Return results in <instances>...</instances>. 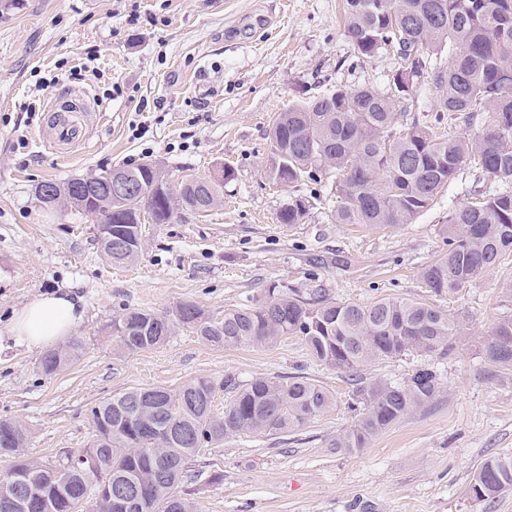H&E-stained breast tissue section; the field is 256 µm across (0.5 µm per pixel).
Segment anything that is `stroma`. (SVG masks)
<instances>
[{"label":"stroma","mask_w":512,"mask_h":512,"mask_svg":"<svg viewBox=\"0 0 512 512\" xmlns=\"http://www.w3.org/2000/svg\"><path fill=\"white\" fill-rule=\"evenodd\" d=\"M342 0H0V418L21 421L28 456L51 461L87 447L92 406L132 387L170 390L196 378L215 384L213 411L234 394L225 379L257 377L325 387L333 408L293 432L242 433L202 448L186 489L199 512H512V492L465 497L476 466L512 452V377L494 375L482 338L512 315V259L468 288L438 296L420 270L444 247L448 212L486 180L460 171L413 223L364 232L333 218L331 180L282 188L264 170L269 123L288 105L337 87L387 88L396 52L357 57L342 28ZM85 100L88 137L53 146L49 106ZM158 163L172 185L226 167L234 178L212 210H176L145 222L129 265L109 263L94 222L35 197L115 167ZM292 198L310 202L302 223H277ZM347 257V266L330 257ZM337 302L382 297L424 301L469 318L470 336L445 357L378 360L359 379L319 362L298 337L254 347L206 345L179 329L157 348L128 353L108 340L126 309L164 312L193 301L212 315L267 300L268 288ZM71 289L85 311L83 342L65 371L40 373V350L8 341L16 311L41 294ZM436 371L438 400L361 449L334 448L358 420L357 383H404ZM221 481H213L214 473Z\"/></svg>","instance_id":"obj_1"}]
</instances>
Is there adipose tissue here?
<instances>
[{"label":"adipose tissue","instance_id":"obj_1","mask_svg":"<svg viewBox=\"0 0 512 512\" xmlns=\"http://www.w3.org/2000/svg\"><path fill=\"white\" fill-rule=\"evenodd\" d=\"M82 318L83 312L69 291L48 293L16 314L9 338L30 349L45 348L68 336Z\"/></svg>","mask_w":512,"mask_h":512}]
</instances>
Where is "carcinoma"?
I'll return each instance as SVG.
<instances>
[{"label":"carcinoma","mask_w":512,"mask_h":512,"mask_svg":"<svg viewBox=\"0 0 512 512\" xmlns=\"http://www.w3.org/2000/svg\"><path fill=\"white\" fill-rule=\"evenodd\" d=\"M344 33L357 54L371 58L390 46L416 49L429 64L434 108L424 120L406 121L413 111V87L385 92L374 86L336 91L288 106L274 115L271 156L266 175L280 187L302 180L320 182L334 175L338 224L372 230L409 224L429 209L460 170L469 166L490 180L487 190L448 213L442 225L447 249L420 270L422 283L441 296L456 294L512 253V0H344ZM464 126L446 135L447 125ZM477 127L478 132L469 129ZM224 180L185 176L168 213L150 217L169 221L176 208L207 212L223 194ZM100 206L114 210L112 240L98 236L114 265L139 257L143 235L130 196L96 193L72 204L79 213ZM306 202L293 199L276 215L280 224H300ZM465 316L425 302L384 297L369 304L335 302L312 290L297 294L268 289V300L212 317L192 303L158 314L128 309L112 324L118 349L139 352L164 344L180 326H191L211 346H263L299 337L320 362L358 376L375 360L407 351L446 355L468 335ZM81 343L44 352L38 368L52 376L80 356ZM485 358L495 375L512 373V316L502 317L483 340ZM224 415L212 410L215 388L197 378L171 391L132 387L90 410L93 439L77 454L96 452L94 471L66 467V457L43 462L25 452L26 432L18 421L0 419V512H197L179 494L188 465L200 448L240 433L294 431L335 403L320 385L305 380L286 384L257 377L240 385ZM437 374L426 367L407 382L376 379L356 388L353 404L360 418L336 438L345 451L363 448L375 436L436 399ZM135 489L125 509L110 506L107 490ZM512 491V454L484 460L466 494L495 499Z\"/></svg>","instance_id":"cac0c4a2"}]
</instances>
